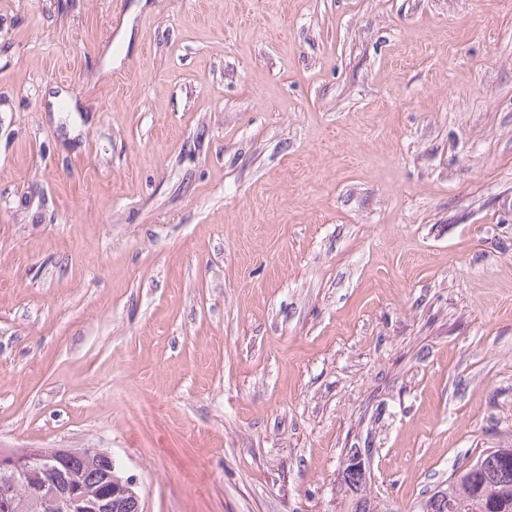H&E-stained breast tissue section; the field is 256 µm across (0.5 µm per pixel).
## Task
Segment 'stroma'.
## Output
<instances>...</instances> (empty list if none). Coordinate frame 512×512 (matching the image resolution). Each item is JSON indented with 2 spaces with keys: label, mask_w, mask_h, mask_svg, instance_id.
<instances>
[{
  "label": "stroma",
  "mask_w": 512,
  "mask_h": 512,
  "mask_svg": "<svg viewBox=\"0 0 512 512\" xmlns=\"http://www.w3.org/2000/svg\"><path fill=\"white\" fill-rule=\"evenodd\" d=\"M143 512H421L512 448V0H0V450ZM355 452L348 457L346 465L342 470V482L346 487V492L355 496L352 511L354 512H374L375 507L369 499L361 494L362 488L366 483V466L360 458H357Z\"/></svg>",
  "instance_id": "stroma-1"
}]
</instances>
